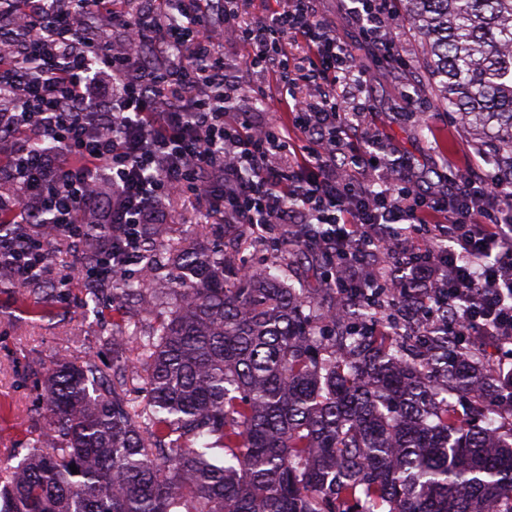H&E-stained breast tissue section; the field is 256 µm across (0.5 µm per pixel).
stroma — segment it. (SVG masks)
<instances>
[{
	"label": "stroma",
	"instance_id": "obj_1",
	"mask_svg": "<svg viewBox=\"0 0 512 512\" xmlns=\"http://www.w3.org/2000/svg\"><path fill=\"white\" fill-rule=\"evenodd\" d=\"M319 10L336 20L341 40L355 50L370 74V110L365 123L369 129L383 131L386 152H398L419 172L434 170L445 161L457 166L467 163L469 137L457 111L434 99L423 67L421 41L412 28L399 23L396 38L419 78L413 90L363 40L357 24L342 14L340 0H319ZM168 210L170 245L182 244L188 225L195 224L202 243L223 240L225 252L249 268L277 266L281 280L296 288L312 286L320 278L311 260L287 241L255 237L244 225L234 232L224 230L205 218L192 198L177 197ZM54 256L57 269L47 281L48 294L40 301L25 300L13 289L0 288V460L45 443L47 425L39 394L52 360L64 356L79 363L91 357L105 369L117 360L109 340L110 326L81 302L86 283L71 273L78 258L76 250L59 249Z\"/></svg>",
	"mask_w": 512,
	"mask_h": 512
}]
</instances>
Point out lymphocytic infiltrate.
<instances>
[{"label": "lymphocytic infiltrate", "instance_id": "1", "mask_svg": "<svg viewBox=\"0 0 512 512\" xmlns=\"http://www.w3.org/2000/svg\"><path fill=\"white\" fill-rule=\"evenodd\" d=\"M112 2L25 0L23 32L0 30V176L16 187L0 191V219L23 227L0 237V264L16 280L54 272L27 224L111 225L108 277L127 272L148 225L189 193L221 223L284 227L343 251L330 274L341 295L396 303L404 274L427 289L423 322L448 303L449 335L487 336L512 355V192L468 167L424 184L401 159L376 162L381 135L336 97L340 82L363 92L361 66L314 0H277L246 25V0H140L130 12ZM345 11L402 64L392 0H347ZM229 35L246 52L237 67L224 58ZM294 40L310 53L305 68L291 64ZM259 99L281 118L256 119Z\"/></svg>", "mask_w": 512, "mask_h": 512}]
</instances>
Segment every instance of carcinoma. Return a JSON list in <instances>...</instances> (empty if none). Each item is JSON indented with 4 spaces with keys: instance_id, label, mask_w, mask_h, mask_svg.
Masks as SVG:
<instances>
[{
    "instance_id": "obj_1",
    "label": "carcinoma",
    "mask_w": 512,
    "mask_h": 512,
    "mask_svg": "<svg viewBox=\"0 0 512 512\" xmlns=\"http://www.w3.org/2000/svg\"><path fill=\"white\" fill-rule=\"evenodd\" d=\"M403 6L437 100L512 181V0ZM107 230L85 225L81 267ZM167 259L168 288L101 281L165 315L112 323L132 357L109 371L50 363V447L0 464V512H512V429L486 403L495 377L479 353L457 355L447 327L421 336L392 307L287 286L222 249Z\"/></svg>"
}]
</instances>
